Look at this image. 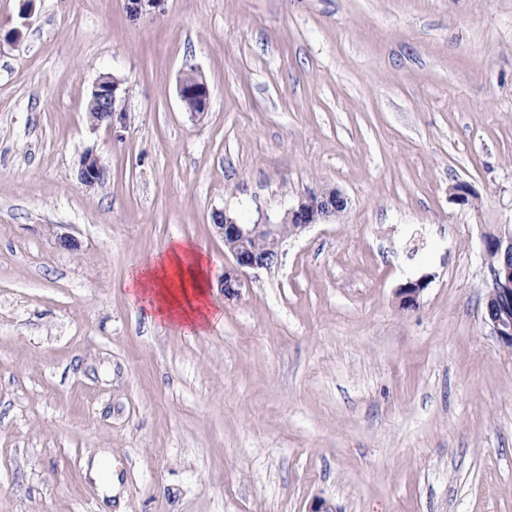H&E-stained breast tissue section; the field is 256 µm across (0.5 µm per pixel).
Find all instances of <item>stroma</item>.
Wrapping results in <instances>:
<instances>
[{
  "instance_id": "stroma-1",
  "label": "stroma",
  "mask_w": 512,
  "mask_h": 512,
  "mask_svg": "<svg viewBox=\"0 0 512 512\" xmlns=\"http://www.w3.org/2000/svg\"><path fill=\"white\" fill-rule=\"evenodd\" d=\"M107 74L126 116L94 129ZM323 187L343 215L226 299L214 212L274 221ZM503 224L512 0H166L135 21L124 0H0V512H512L482 243ZM177 238L210 258L202 336L124 288ZM178 96L185 110L189 112L196 120H201L206 114L211 92L208 84L197 76H184L178 86ZM192 102L190 109H185V105ZM103 178V170L98 157L93 151H86L81 161V167L78 172L80 184L86 187H95L100 184ZM428 283L424 280L408 281L397 289L399 306L403 310L413 309L418 305L422 292Z\"/></svg>"
}]
</instances>
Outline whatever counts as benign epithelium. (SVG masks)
I'll return each instance as SVG.
<instances>
[{
    "instance_id": "1",
    "label": "benign epithelium",
    "mask_w": 512,
    "mask_h": 512,
    "mask_svg": "<svg viewBox=\"0 0 512 512\" xmlns=\"http://www.w3.org/2000/svg\"><path fill=\"white\" fill-rule=\"evenodd\" d=\"M165 0H125L128 16L138 20L145 15H157L164 11ZM123 81L105 75L93 88L91 112L87 113L93 129L101 126L116 128L125 119V112L118 110L117 101ZM178 96L181 104L192 103L188 109L191 116L200 120L206 114L211 92L200 77L185 76L180 80ZM103 170L98 157L90 150L84 153L78 172L80 184L94 187L101 183ZM347 198L335 188H324L300 197L288 208L277 224H240L229 214H224V223L216 225L224 238V249L232 257L230 266L224 269L222 288L224 297L233 299L240 295L244 278L251 272L269 270L279 262L280 243L283 231L294 236L315 224H324L339 218L347 209ZM485 256L512 255V229L506 227L483 237ZM493 288L486 301V318L495 334L507 345H512V263L507 261L491 267ZM424 280L408 281L397 289L399 306L403 310L418 305L426 289Z\"/></svg>"
}]
</instances>
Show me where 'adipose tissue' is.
<instances>
[{
    "instance_id": "ef3b65f1",
    "label": "adipose tissue",
    "mask_w": 512,
    "mask_h": 512,
    "mask_svg": "<svg viewBox=\"0 0 512 512\" xmlns=\"http://www.w3.org/2000/svg\"><path fill=\"white\" fill-rule=\"evenodd\" d=\"M208 258L183 239L138 267L126 279L129 297L143 303L162 327L204 334L217 318L210 309Z\"/></svg>"
}]
</instances>
